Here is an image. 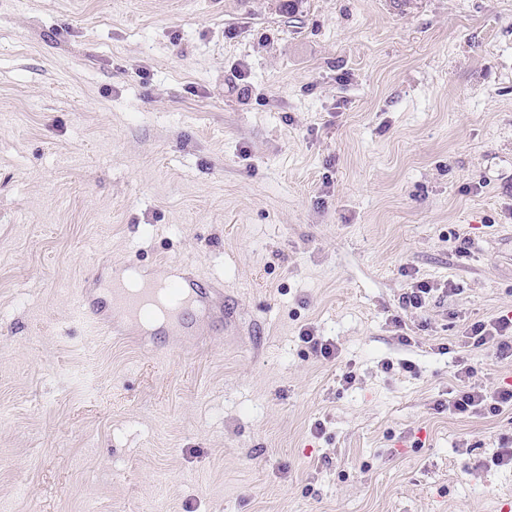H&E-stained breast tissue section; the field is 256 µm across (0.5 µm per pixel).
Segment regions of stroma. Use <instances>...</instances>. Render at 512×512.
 Masks as SVG:
<instances>
[{
    "label": "stroma",
    "instance_id": "1",
    "mask_svg": "<svg viewBox=\"0 0 512 512\" xmlns=\"http://www.w3.org/2000/svg\"><path fill=\"white\" fill-rule=\"evenodd\" d=\"M130 261L225 318H76ZM503 314L512 0H0V512H500ZM433 288L428 284L418 282L416 285L408 288L406 292L399 297V303L403 310H418L426 305V300ZM490 327V328H488ZM464 346H481L490 344L495 349L497 359L512 360V317L500 316L490 321L489 324L474 323L470 328V333L463 336ZM300 336L305 343L310 344V347L316 357H321L324 360H335L338 349L333 342L329 340H322L315 336L312 328H305L301 330ZM460 368L455 372V378L460 382L459 389L448 400V411L457 415L490 414L498 415L505 407L512 406V388H497L488 392L479 386L470 384L474 375L473 367L466 361H458Z\"/></svg>",
    "mask_w": 512,
    "mask_h": 512
}]
</instances>
